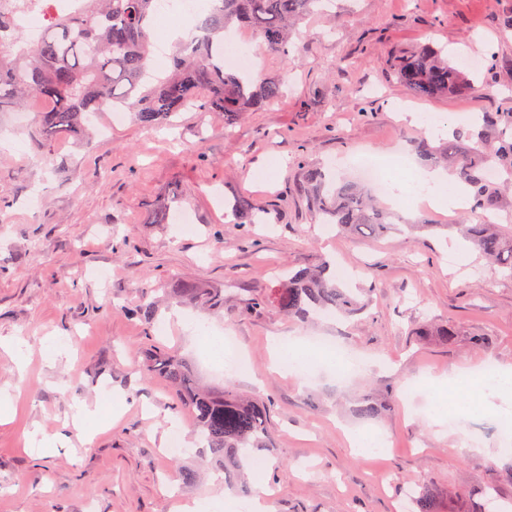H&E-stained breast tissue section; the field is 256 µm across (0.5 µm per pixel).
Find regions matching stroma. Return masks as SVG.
Instances as JSON below:
<instances>
[{
  "label": "stroma",
  "instance_id": "obj_1",
  "mask_svg": "<svg viewBox=\"0 0 512 512\" xmlns=\"http://www.w3.org/2000/svg\"><path fill=\"white\" fill-rule=\"evenodd\" d=\"M300 31L301 51L287 58L251 39L260 73L280 79L284 94L230 129L195 109L169 130L104 111L92 137L45 150L30 126L0 119V388L14 397L0 419V512H175L185 499L249 495L256 471L229 489L219 463L200 468L205 450L187 414L186 450L167 455L164 417L178 395L143 372L156 352L188 362L207 387L270 402L271 445L250 451L274 488L269 512H395L408 486L433 495L439 512H472L484 490L512 503L500 412L459 428L430 412L433 390L457 372L484 362L512 370V276L458 234L461 211L407 207L403 220L420 232L353 238L320 224L300 188L303 166L349 176L350 157L375 152L391 169L414 139L438 149L482 113L512 112V0H336ZM429 42L470 80L468 93L421 98L397 80V57ZM475 47L497 67L471 64ZM400 106L430 113L445 133L398 120ZM239 197L263 223H236L229 203ZM165 205L189 210L194 230L155 223ZM326 260L350 274L362 315L303 321L251 310L277 270ZM176 280L222 292L223 308L186 303ZM146 288L148 322L134 314ZM194 323L234 336L249 371L205 361ZM286 336L334 341L365 367L341 382L324 368L302 384L270 367L273 340ZM18 338L28 343L22 372L8 350ZM59 345L65 355L49 362ZM105 394L122 399L118 419L72 423L76 403ZM368 401L377 415L358 417ZM35 429L65 432L69 448L36 453L27 445ZM366 429L384 445L353 456L348 437Z\"/></svg>",
  "mask_w": 512,
  "mask_h": 512
}]
</instances>
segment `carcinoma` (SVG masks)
Segmentation results:
<instances>
[{"label": "carcinoma", "instance_id": "1", "mask_svg": "<svg viewBox=\"0 0 512 512\" xmlns=\"http://www.w3.org/2000/svg\"><path fill=\"white\" fill-rule=\"evenodd\" d=\"M157 2L90 0L84 9L61 13L55 0H38L45 23L31 47L18 51L17 5L0 0V114L18 110L26 97L42 101L46 108L38 113L33 134L43 147L85 133L89 115L105 109L129 108L140 125L153 128L173 125L172 117L200 101L203 113L224 117L227 131L240 113L273 104L282 94V83L224 66V43L216 37L234 29L249 31L266 49L286 58L294 50L297 24L320 11L319 0H213L198 23L204 38L179 41L170 71L160 77L147 67ZM396 76L418 96L471 89L463 72L430 46L401 61ZM416 154L423 163L434 165L441 159L451 164L467 187L470 212L489 214L497 207L502 184L487 180L485 168L495 165L512 178V115L486 112L481 129L456 130L438 154L420 141ZM304 194L321 223L343 233L374 238L401 226L400 214L376 204L374 194L358 181L306 168ZM233 213L238 224L254 223V208L245 198L234 203ZM460 230L480 255L512 275V226L463 224ZM172 289L197 305H224V298L207 288L176 281ZM268 305L300 319L323 313L352 316L364 310L328 264L285 274L253 302L255 307ZM146 370L177 389L176 409L191 416L197 437L224 466V480L241 479L248 465L246 449L271 446L270 404L245 398L230 386L222 392L204 391L188 366L168 353L149 356Z\"/></svg>", "mask_w": 512, "mask_h": 512}]
</instances>
